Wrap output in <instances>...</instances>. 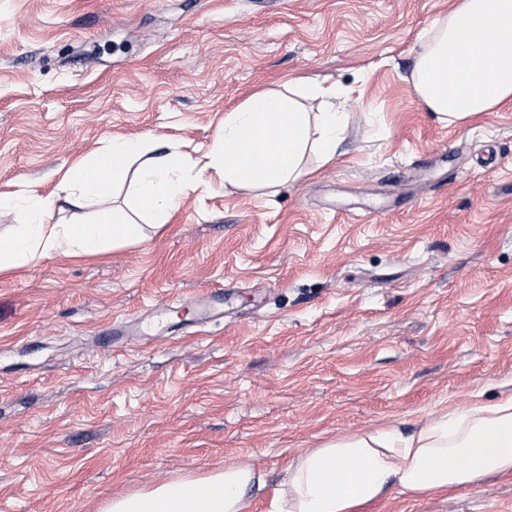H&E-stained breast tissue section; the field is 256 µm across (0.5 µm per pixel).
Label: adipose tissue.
<instances>
[{"label":"adipose tissue","mask_w":512,"mask_h":512,"mask_svg":"<svg viewBox=\"0 0 512 512\" xmlns=\"http://www.w3.org/2000/svg\"><path fill=\"white\" fill-rule=\"evenodd\" d=\"M419 100L440 122L464 126L512 103V0H455L426 29L411 71ZM334 88L289 82L260 90L224 115L214 169L226 184L263 190L306 175L307 152L322 162L336 156L349 114L336 106ZM322 100L312 112L307 101ZM134 172L137 208L162 218L198 182L178 155L151 156L140 140L118 139L90 162L70 168L66 198L89 202ZM49 201L30 194L24 220L0 241V271L47 253L92 256L111 244L138 243L143 228L110 209L90 221L51 224ZM512 476V392L492 405L439 413L410 435L386 427L328 441L293 458L278 490L275 512H364L391 486L414 494L448 492L489 476ZM266 478L244 464L185 476L115 497L105 512H244Z\"/></svg>","instance_id":"obj_1"}]
</instances>
